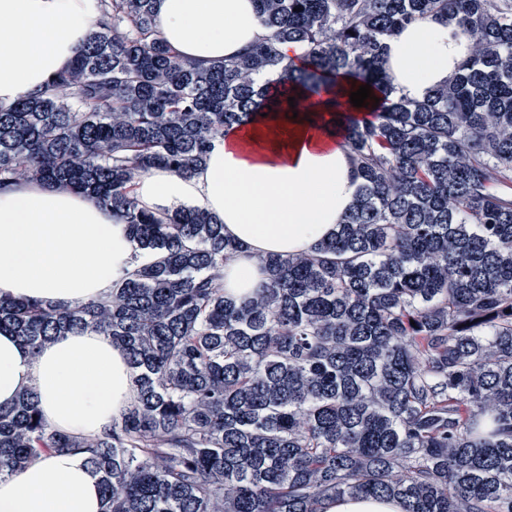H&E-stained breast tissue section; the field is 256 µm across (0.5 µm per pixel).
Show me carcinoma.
I'll use <instances>...</instances> for the list:
<instances>
[{
  "label": "carcinoma",
  "instance_id": "1",
  "mask_svg": "<svg viewBox=\"0 0 512 512\" xmlns=\"http://www.w3.org/2000/svg\"><path fill=\"white\" fill-rule=\"evenodd\" d=\"M256 2L268 36L204 64L159 35L153 0H97L70 66L0 103V187L88 194L151 255L104 300H0V332L33 352L104 332L136 391L94 438L50 428L22 391L0 408V477L79 448L101 512H324L341 497L512 512V0ZM426 18L469 41L445 85L408 100L388 42ZM348 77L380 98L344 123L352 207L311 249L260 257L253 296H226L239 244L224 224L145 209L133 182L189 176L294 88Z\"/></svg>",
  "mask_w": 512,
  "mask_h": 512
}]
</instances>
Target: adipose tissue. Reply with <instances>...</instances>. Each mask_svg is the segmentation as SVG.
I'll list each match as a JSON object with an SVG mask.
<instances>
[{
    "instance_id": "ef3b65f1",
    "label": "adipose tissue",
    "mask_w": 512,
    "mask_h": 512,
    "mask_svg": "<svg viewBox=\"0 0 512 512\" xmlns=\"http://www.w3.org/2000/svg\"><path fill=\"white\" fill-rule=\"evenodd\" d=\"M166 42L198 62L233 60L267 35L255 0H154ZM96 0H0V101L45 87L87 39ZM466 38L430 19L388 45L386 70L398 96L419 100L454 73ZM335 100L295 99V115L271 112L215 143L191 176L164 168L137 179L134 193L155 212L208 210L240 242L224 265L236 298L265 284L259 256L309 249L350 207L357 182ZM147 256L125 225L92 198L47 182L0 189V298L74 306L106 298ZM39 395L48 426L91 438L110 428L135 398L123 351L103 333H70L31 354L0 333V406L25 388ZM96 476L82 451L50 454L0 479V512H100Z\"/></svg>"
}]
</instances>
